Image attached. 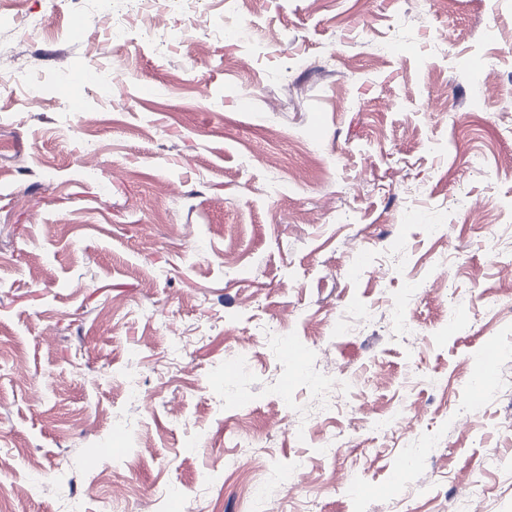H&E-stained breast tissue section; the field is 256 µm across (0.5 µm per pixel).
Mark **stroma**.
<instances>
[{
  "label": "stroma",
  "mask_w": 512,
  "mask_h": 512,
  "mask_svg": "<svg viewBox=\"0 0 512 512\" xmlns=\"http://www.w3.org/2000/svg\"><path fill=\"white\" fill-rule=\"evenodd\" d=\"M26 7L46 29L1 23V57L122 77L0 92L9 512H264L244 453L280 512H453L466 482L512 512V0L141 4L120 40L95 0ZM482 356V370L479 376V381L476 385L472 386L473 397L476 402L480 399L481 388L496 376L497 361H498V348L494 344H485L481 352Z\"/></svg>",
  "instance_id": "35a3bbf8"
}]
</instances>
